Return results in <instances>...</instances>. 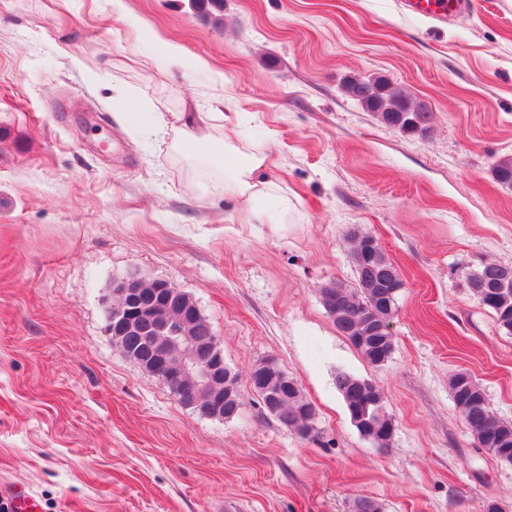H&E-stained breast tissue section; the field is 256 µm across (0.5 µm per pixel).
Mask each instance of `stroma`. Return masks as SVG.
I'll return each mask as SVG.
<instances>
[{"instance_id":"stroma-1","label":"stroma","mask_w":512,"mask_h":512,"mask_svg":"<svg viewBox=\"0 0 512 512\" xmlns=\"http://www.w3.org/2000/svg\"><path fill=\"white\" fill-rule=\"evenodd\" d=\"M178 46L168 65L159 43ZM379 77L433 114L389 127L344 91ZM162 112L121 125L112 88ZM205 133L262 146L294 222L245 224L219 169L169 148ZM512 0L440 25L401 0H0V483L40 512H512V463L475 451L448 380L469 373L512 422V333L462 269L512 263ZM369 234L404 286L393 352L371 365L336 329L324 287L357 285ZM173 281L239 376L238 416L178 404L104 333L128 271ZM316 409V439L251 390L268 357ZM373 381L388 448L334 385Z\"/></svg>"}]
</instances>
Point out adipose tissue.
Returning a JSON list of instances; mask_svg holds the SVG:
<instances>
[{
    "instance_id": "obj_1",
    "label": "adipose tissue",
    "mask_w": 512,
    "mask_h": 512,
    "mask_svg": "<svg viewBox=\"0 0 512 512\" xmlns=\"http://www.w3.org/2000/svg\"><path fill=\"white\" fill-rule=\"evenodd\" d=\"M190 155L217 158L224 170V190L248 202L247 221L251 224H287L297 212L298 200L281 186L264 180V148L225 138L219 141L210 136H191L181 143Z\"/></svg>"
}]
</instances>
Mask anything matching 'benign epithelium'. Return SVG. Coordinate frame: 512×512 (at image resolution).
<instances>
[{"mask_svg":"<svg viewBox=\"0 0 512 512\" xmlns=\"http://www.w3.org/2000/svg\"><path fill=\"white\" fill-rule=\"evenodd\" d=\"M113 293L118 303L109 311L104 332L114 338L140 336L145 343L143 365L171 390L182 406L192 407L219 419L224 414V373L231 372L213 328L200 322L194 309L186 306L169 317L165 306L178 300L182 290L172 281L157 279L150 283L132 271L120 280ZM277 375L290 380L274 358L268 359L263 373L249 376L256 393L262 380Z\"/></svg>","mask_w":512,"mask_h":512,"instance_id":"1","label":"benign epithelium"}]
</instances>
